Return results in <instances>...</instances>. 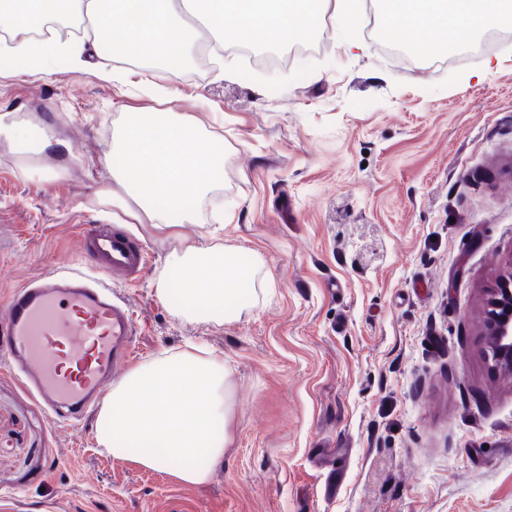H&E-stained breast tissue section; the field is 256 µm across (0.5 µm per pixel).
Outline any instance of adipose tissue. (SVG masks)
<instances>
[{
	"label": "adipose tissue",
	"instance_id": "obj_1",
	"mask_svg": "<svg viewBox=\"0 0 512 512\" xmlns=\"http://www.w3.org/2000/svg\"><path fill=\"white\" fill-rule=\"evenodd\" d=\"M205 13L213 35L238 41L259 38L285 44L311 36L324 14L347 33L360 0H0V32L10 53L31 59L49 73L59 65L91 67L101 52L125 58L152 56L173 63L195 46L199 31L186 14ZM84 15L107 41L36 38L50 20ZM382 36L403 40L424 31L422 45L440 49L449 36L461 45L493 27L512 29L504 0H382ZM0 139L19 151L64 154L66 146L48 127L0 116ZM112 188L100 204L118 210L151 235L171 243L156 279V293L168 300L179 287L175 315L223 323L240 318L245 306L236 295L243 280L261 268V259L242 266L238 251L225 246L218 230L184 237L178 217L224 180V139L193 117L178 112H127L112 147ZM232 403L222 359L202 346L164 354L130 369L105 397L96 438L114 457L135 456L148 469L163 470L188 484L207 481L230 440Z\"/></svg>",
	"mask_w": 512,
	"mask_h": 512
}]
</instances>
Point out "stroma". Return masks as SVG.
I'll list each match as a JSON object with an SVG mask.
<instances>
[{
  "label": "stroma",
  "mask_w": 512,
  "mask_h": 512,
  "mask_svg": "<svg viewBox=\"0 0 512 512\" xmlns=\"http://www.w3.org/2000/svg\"><path fill=\"white\" fill-rule=\"evenodd\" d=\"M350 36L327 23L315 53L277 65L191 53L160 102L125 92L143 61L120 62L119 85L0 57V114L50 124L78 157L39 185L0 142V304L77 262L78 225L109 223L97 193L133 109L222 118L224 185L181 232L223 225L243 262L264 260L240 319L191 322L156 295L170 244L126 227L150 254L120 288L136 363L197 342L229 372L207 482L112 457L0 372V512H512V369L489 357L484 313L512 261V34L422 66L386 49L374 7Z\"/></svg>",
  "instance_id": "35a3bbf8"
}]
</instances>
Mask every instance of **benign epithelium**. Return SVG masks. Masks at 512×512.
Instances as JSON below:
<instances>
[{
    "label": "benign epithelium",
    "mask_w": 512,
    "mask_h": 512,
    "mask_svg": "<svg viewBox=\"0 0 512 512\" xmlns=\"http://www.w3.org/2000/svg\"><path fill=\"white\" fill-rule=\"evenodd\" d=\"M488 347L492 358L512 366V264L502 271L486 302Z\"/></svg>",
    "instance_id": "7a95c632"
}]
</instances>
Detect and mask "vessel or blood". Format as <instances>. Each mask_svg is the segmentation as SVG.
<instances>
[{"mask_svg": "<svg viewBox=\"0 0 512 512\" xmlns=\"http://www.w3.org/2000/svg\"><path fill=\"white\" fill-rule=\"evenodd\" d=\"M78 265L14 290L0 317V370L16 376L59 424L79 427L135 351L133 313L115 294L149 262L142 244L109 224L79 226Z\"/></svg>", "mask_w": 512, "mask_h": 512, "instance_id": "obj_1", "label": "vessel or blood"}]
</instances>
